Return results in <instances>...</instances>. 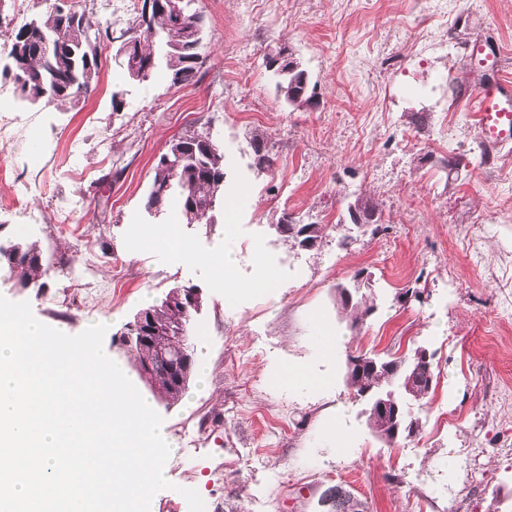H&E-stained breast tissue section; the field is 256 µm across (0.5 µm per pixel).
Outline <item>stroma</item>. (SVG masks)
Returning a JSON list of instances; mask_svg holds the SVG:
<instances>
[{"mask_svg": "<svg viewBox=\"0 0 512 512\" xmlns=\"http://www.w3.org/2000/svg\"><path fill=\"white\" fill-rule=\"evenodd\" d=\"M53 0H0V59L9 32ZM206 62L194 84L128 80L117 44L102 49L93 93L59 110L21 102L0 82V240L39 241L46 288L0 284L34 317L76 335L106 320L103 349L127 359L125 324L176 286L200 290L194 316L204 379L173 405L158 401L177 448L170 486L150 512H322L342 485L368 512H512V147L487 157L474 96L492 77L463 45L501 42L512 77V0H198ZM287 48L313 90L275 95L265 56ZM224 149L232 212L180 224L144 208L153 165L187 129ZM267 138L276 166L253 165ZM373 204L382 229L350 224ZM325 225L312 250L290 247L282 213ZM180 224L198 253L264 261L274 288L224 295L215 271L139 235ZM348 246H341V239ZM364 273L376 311L351 328L337 284ZM410 288L423 302L397 303ZM434 352L436 387L411 404L419 436L389 444L367 425L345 378L352 352ZM325 376L290 385L289 368Z\"/></svg>", "mask_w": 512, "mask_h": 512, "instance_id": "35a3bbf8", "label": "stroma"}]
</instances>
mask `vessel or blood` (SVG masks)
Masks as SVG:
<instances>
[{
  "label": "vessel or blood",
  "mask_w": 512,
  "mask_h": 512,
  "mask_svg": "<svg viewBox=\"0 0 512 512\" xmlns=\"http://www.w3.org/2000/svg\"><path fill=\"white\" fill-rule=\"evenodd\" d=\"M467 57L478 65L496 68L497 54L488 52L487 42L475 38L464 47ZM475 117L488 150L512 144V80L498 79L485 83L476 95Z\"/></svg>",
  "instance_id": "vessel-or-blood-1"
}]
</instances>
